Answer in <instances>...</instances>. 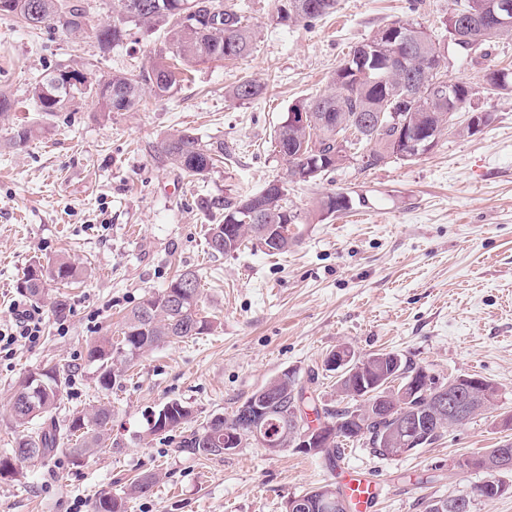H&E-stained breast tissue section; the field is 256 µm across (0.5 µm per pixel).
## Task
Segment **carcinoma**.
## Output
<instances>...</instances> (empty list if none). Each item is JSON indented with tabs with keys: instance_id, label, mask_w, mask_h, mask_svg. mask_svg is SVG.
<instances>
[{
	"instance_id": "1",
	"label": "carcinoma",
	"mask_w": 512,
	"mask_h": 512,
	"mask_svg": "<svg viewBox=\"0 0 512 512\" xmlns=\"http://www.w3.org/2000/svg\"><path fill=\"white\" fill-rule=\"evenodd\" d=\"M48 21L58 24L76 38L85 36L87 29H76L68 19V0H36ZM146 8L139 14L128 12V0H112V20L94 28L100 49L108 50L122 44L129 36L128 24L134 23L147 30L164 28L167 46L158 57L134 73H116L110 78L112 86L122 87L128 95L127 103H107L98 96L101 83L83 78L80 85L72 86L69 100L91 97L102 112H128L135 108L142 97L149 93L156 99L169 96L190 72V68L208 61H236L249 54L254 33L244 24L236 5H224L219 0H209L219 8L218 12H204L202 20L189 28L181 21L187 5L197 0H142ZM275 21L278 23L308 22L323 18L336 11V0H276ZM509 35L497 30L485 29L472 37V42L460 45L463 50H474L476 57L489 56L490 43L507 39ZM454 39L449 31L442 40L435 39L420 23H393L377 31L363 48L368 54L361 58L362 48H357L333 73L330 90L306 104L292 107L294 112L309 114L303 128L278 125L274 130L275 150L288 160V181H316L328 172L344 164L336 156V140L340 139L349 149H355L367 158L365 168L372 169L391 160L387 149V137L379 123V117L389 112L401 113L406 120L405 129L416 135L429 133L430 138L441 136L455 127L452 120L462 112H475L472 102L478 88L466 81H459V96L453 103L441 97L436 87L448 83L444 73L448 63V40ZM483 89L489 94L512 92V69L484 67ZM46 82L36 84L31 90V103L46 116H54L65 106L53 111L55 103L49 101ZM264 86L252 78H243L226 91L234 99L245 101L258 98ZM38 128L23 121L12 127L9 144L20 147L36 137ZM162 154L185 175L202 179L216 164L226 159L224 141L217 139L202 143L185 130H177L166 136ZM350 200L341 193L327 194L319 204L320 214L329 215L349 208ZM304 223L303 215L288 203L285 185L269 183L261 191L224 199V223L209 225L206 242L208 252L216 256L236 253L243 242L259 239L256 224L281 225L282 244L273 249L281 254L294 246L298 234L292 224ZM234 224L230 236H224V225ZM84 275L75 264L61 260L50 267L38 261L31 262L19 279L17 288L35 301L46 293L47 281L71 283ZM193 279L194 287L185 294V302L179 308L170 306V296L182 290L187 279ZM201 282L197 271L186 269L175 275L166 285L150 293L136 307L126 313L120 329V339L112 341L105 336L90 344L88 361L97 365V381L104 389L112 387L119 367L128 366L147 352L171 340H183L212 330V323L203 316L201 308ZM413 373L420 370L401 354L386 361H370L363 373L353 376L358 381L376 383L391 369ZM66 378L56 365H46L29 372L18 380L10 398L12 418L17 426L25 427L35 420H43L37 431L22 435L10 454L0 458V475H16L24 467L44 459L67 446L74 461L80 462L92 455L101 445L108 426L112 422V408L100 404L86 411H76L67 423L60 425L50 417L60 401ZM427 395L413 402L408 408L393 412L367 413L366 401L347 394L339 397L336 408L310 407L314 420L325 418L339 422V426H327L318 451L314 456L324 459L329 466L336 465L345 446L362 443L376 448V438L401 433L403 418L417 420L416 447L420 448L441 439L448 426L426 413L432 387ZM251 407L264 410L267 435L277 455L293 447V439L286 432L282 413L297 409L305 415L304 393L301 381L293 374L278 375L246 399ZM191 415L189 407L173 401L158 411L156 418H164L161 427H149V434L161 435L181 428ZM248 422L234 411L229 418L217 414L202 427L182 438L179 448L195 456L222 457L242 447L248 440ZM492 450L477 457H463L456 461L460 470H481L482 460ZM483 471V470H481ZM484 481L500 483L501 472L483 471ZM95 512H124L123 498L103 496L95 505Z\"/></svg>"
}]
</instances>
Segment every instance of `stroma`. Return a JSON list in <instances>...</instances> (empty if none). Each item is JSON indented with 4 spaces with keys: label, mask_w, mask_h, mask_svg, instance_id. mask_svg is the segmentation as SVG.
<instances>
[{
    "label": "stroma",
    "mask_w": 512,
    "mask_h": 512,
    "mask_svg": "<svg viewBox=\"0 0 512 512\" xmlns=\"http://www.w3.org/2000/svg\"><path fill=\"white\" fill-rule=\"evenodd\" d=\"M256 32L252 54L227 65L196 66L191 81L163 100L129 112L99 111L94 100L70 103L52 120L28 107L31 89L62 65L91 81L138 69L154 58L165 30L135 26L126 43L100 50L61 29L26 27L0 15V90L41 134L9 145L0 122V326L16 324V307L38 312L40 338L0 355V455L21 431L10 394L26 372L51 363L67 384L58 419L99 402L112 406L104 448L74 462L65 450L0 478V512H94L103 495H120L126 512H284L288 497L342 477L325 462L288 450L271 456L247 442L224 457L178 451L179 432L150 436L168 402L191 410L187 430L213 415L231 416L269 379L285 371L309 384L317 405H336V375L324 360L337 347L356 354L396 351L439 380L478 376L499 389L495 412L475 416L440 440L382 458L346 448L345 469L380 484L378 512H425L430 499L470 494L483 476L453 468L461 457L512 443V93L481 94L476 108L494 122L475 135L444 134L412 161L374 169L351 161L323 179L289 183L294 208L315 213L329 193L347 210L302 225L296 246L271 255L254 241L242 252L211 258L208 225L224 218V198L287 180L274 151L275 127L296 104L324 93L347 55L379 29L417 21L443 36L458 0H338L335 14L277 25L274 0H238ZM244 77L265 82L255 100L226 97ZM189 130L223 140L230 155L205 179L167 162L161 142ZM212 209H204L203 201ZM66 259L91 268L83 283L49 286L69 310L57 317L48 300L33 302L16 285L31 261ZM200 270L212 333L171 342L124 369L111 390L97 383L88 345L116 336L123 314L163 288L177 269ZM154 473L146 494L132 479Z\"/></svg>",
    "instance_id": "obj_1"
}]
</instances>
